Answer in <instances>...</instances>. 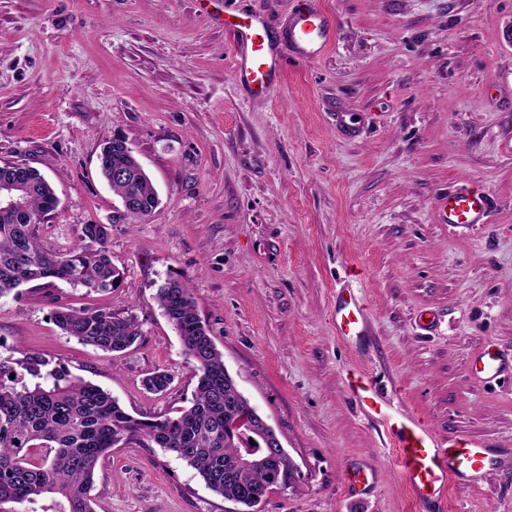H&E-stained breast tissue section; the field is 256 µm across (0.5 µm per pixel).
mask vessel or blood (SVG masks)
Wrapping results in <instances>:
<instances>
[{
  "label": "vessel or blood",
  "instance_id": "b4317fda",
  "mask_svg": "<svg viewBox=\"0 0 512 512\" xmlns=\"http://www.w3.org/2000/svg\"><path fill=\"white\" fill-rule=\"evenodd\" d=\"M234 39L233 72L247 85L254 97H270L278 85L282 66L280 45L272 37L261 15L244 11L238 20L229 22ZM333 34L329 16L314 0H304L292 12L288 23V44L296 57L317 58ZM441 221L445 224L484 223L490 209L487 194L460 189L437 201ZM367 325L364 310L344 291L336 293V333L343 337L362 335ZM480 374L497 380L512 371V355L486 348L479 357ZM356 400L364 412L377 419L396 446L393 458L418 512H443L448 488L459 478L477 484L482 482L492 465V451L472 442L464 446L442 444L429 431L419 426L408 412L398 410L381 400L376 391L358 387Z\"/></svg>",
  "mask_w": 512,
  "mask_h": 512
}]
</instances>
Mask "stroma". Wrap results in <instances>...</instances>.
Returning a JSON list of instances; mask_svg holds the SVG:
<instances>
[{
    "mask_svg": "<svg viewBox=\"0 0 512 512\" xmlns=\"http://www.w3.org/2000/svg\"><path fill=\"white\" fill-rule=\"evenodd\" d=\"M297 0H0V164L23 163L58 205L40 228L63 252L109 227L120 287L58 280L0 298V356L16 346L107 390L137 418L175 415L197 367L156 298L188 280L198 314L295 463L262 512H416L379 423L350 396L371 375L394 406L495 463L453 485L445 512H512V378L472 360L512 352V0H317L336 37L251 97L222 20L245 8L284 32ZM125 138L161 204L116 220L100 147ZM490 195L486 223H438L437 198ZM365 336L336 335V291ZM61 306L134 315L121 355L63 335ZM174 381L154 394L155 371ZM380 479L351 493L352 466ZM97 512H236L184 461L122 443L98 467Z\"/></svg>",
    "mask_w": 512,
    "mask_h": 512,
    "instance_id": "35a3bbf8",
    "label": "stroma"
}]
</instances>
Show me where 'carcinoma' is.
<instances>
[{"instance_id": "1", "label": "carcinoma", "mask_w": 512, "mask_h": 512, "mask_svg": "<svg viewBox=\"0 0 512 512\" xmlns=\"http://www.w3.org/2000/svg\"><path fill=\"white\" fill-rule=\"evenodd\" d=\"M128 163L112 142L102 147L101 174L115 196L136 198V207L120 214L135 224L155 212L159 197L146 174L130 183L112 180V169ZM0 184L22 187L21 210L0 211V298L37 281L61 280L89 292L122 284V273L106 247L109 225L85 224L70 250L48 251L40 243L39 226L56 207L51 184L34 169L8 163L0 165ZM157 299L198 370L190 406L177 416L137 419L111 393L26 349L17 350L16 359L0 358V512H19L15 505L43 496L52 502L46 512H96L91 497L95 471L122 441L175 454L197 471L208 489L244 507L243 512L254 508V495L264 496L284 482L288 467L263 454L253 467H238L240 454L253 444L247 436L225 434L224 428L245 418L250 409L224 383V355L198 314L189 283L169 279ZM51 320L63 335L105 352H124L142 336L136 317L105 308L60 307ZM171 383L167 372L156 371L145 378L144 387L163 393Z\"/></svg>"}]
</instances>
